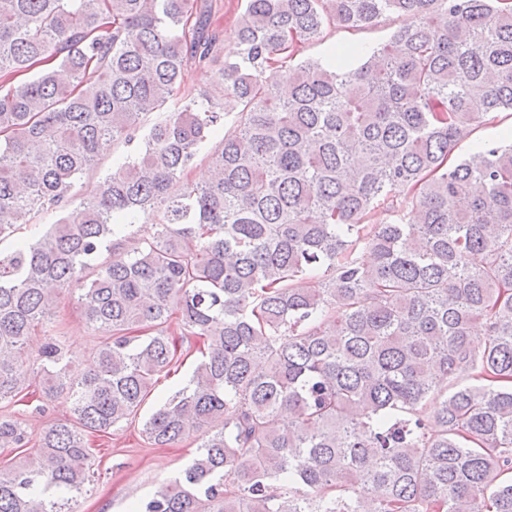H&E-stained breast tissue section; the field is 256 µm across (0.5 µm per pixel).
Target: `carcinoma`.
<instances>
[{"label":"carcinoma","instance_id":"1","mask_svg":"<svg viewBox=\"0 0 512 512\" xmlns=\"http://www.w3.org/2000/svg\"><path fill=\"white\" fill-rule=\"evenodd\" d=\"M387 14L407 23L377 46L295 62ZM236 25L218 95L195 96L184 70L218 41L195 0H0V81L33 73L0 92V243L134 146L0 252V408L36 380L73 412L34 434L0 415V448L37 457L0 470V512H70L89 437L135 418L191 338L202 359L141 436L195 456L132 512H512V138L448 164L512 112V0H241ZM204 148L210 179L183 181ZM87 271L99 341L72 375L55 328ZM512 126V116L509 112H500L491 114L485 118L474 132L467 138L460 141L449 155V163L457 162L464 158L466 154L473 149L478 143L487 141H496L505 135L504 129ZM512 129H510L511 133ZM130 149L124 147L123 145H119L114 147L113 150L107 152L104 156L99 160L96 168L89 173V175L84 176L81 180L76 182L74 188V199L72 204L69 206L68 211L73 212L76 210V207L79 205L80 198L84 197L87 193L90 192L92 187L94 186L97 180L111 171L113 168L127 161V157H129Z\"/></svg>","mask_w":512,"mask_h":512}]
</instances>
